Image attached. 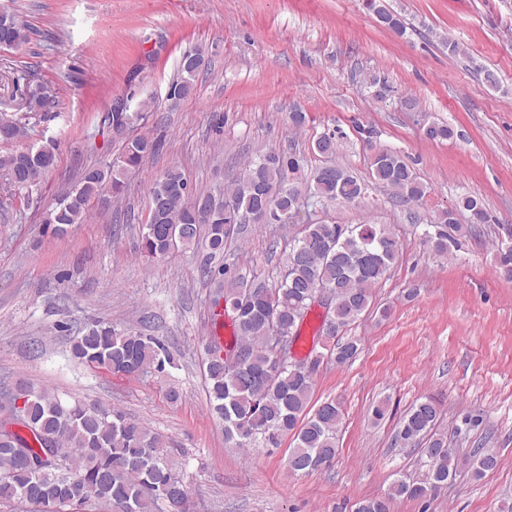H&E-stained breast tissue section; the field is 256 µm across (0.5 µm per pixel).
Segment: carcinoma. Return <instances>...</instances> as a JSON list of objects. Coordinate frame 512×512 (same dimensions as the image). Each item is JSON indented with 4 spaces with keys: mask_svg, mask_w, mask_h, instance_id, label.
Wrapping results in <instances>:
<instances>
[{
    "mask_svg": "<svg viewBox=\"0 0 512 512\" xmlns=\"http://www.w3.org/2000/svg\"><path fill=\"white\" fill-rule=\"evenodd\" d=\"M367 8L380 25L399 35L406 32L403 19L383 0H367ZM29 42L27 28L9 13H0V48L20 50ZM209 65L205 54H183L168 96L180 99L194 91L199 72ZM432 141L446 140L454 131L433 123L424 131ZM23 135V126L0 118V140L13 142ZM339 149L336 134L316 139L314 150L331 157ZM158 150V143L138 137L104 165L83 172L72 190L47 209L42 223L55 227L81 224L88 204L104 194L121 196L128 172ZM56 162L54 152H40L28 145L0 156V169L11 185L27 191L40 185ZM371 184L389 189L403 203L420 201L427 187L415 170L397 153L383 151L372 156ZM303 158L297 154L268 150L248 161L231 188L197 191L177 167L168 169L150 188L149 212L142 225L141 249L153 258L186 251L205 240L212 253L224 252L233 231L225 214L224 200L232 199L242 213L266 214L264 223L277 224L289 233L291 249L287 268L272 288L237 272L235 262L224 259L218 267H206L203 275L220 284L219 297L232 312L236 338L231 354L206 347L205 376L213 411L224 420L225 441L238 448L278 445L279 437L291 434L295 444L288 458L293 472L318 470L336 456V438L342 410L336 401L322 402L309 412L313 375L327 358L338 365L359 354L357 340L337 338L372 303L373 288L396 263L400 242L385 224L289 223L297 195L310 205L325 201L354 202L368 184L340 166L327 175L318 169L306 178ZM469 214L473 224L487 222L482 201L472 195L460 197L444 211L438 222L427 225L424 241L439 255L460 244L463 225L458 215ZM321 288L333 294L330 315L323 318L318 336L328 345L309 361L285 362L278 357L275 337L296 341L311 311V301ZM72 357L92 368L113 375L145 376L173 363L165 344L156 336L134 330L118 331L98 323L71 347ZM2 425L17 429L0 431V505L24 503L34 512H74L103 505L107 512H187L188 497L169 460L167 442L141 423L109 405L76 400L62 401L44 388L9 384L0 388ZM22 406H17V402ZM437 404L429 399L413 405L401 422L396 441L403 447L425 442L421 472L412 481L395 480L381 497L356 502L354 512H391L398 498L424 501L448 483L459 466L468 467L475 479L483 478L497 465L493 448H477L460 459L437 435Z\"/></svg>",
    "mask_w": 512,
    "mask_h": 512,
    "instance_id": "cac0c4a2",
    "label": "carcinoma"
}]
</instances>
